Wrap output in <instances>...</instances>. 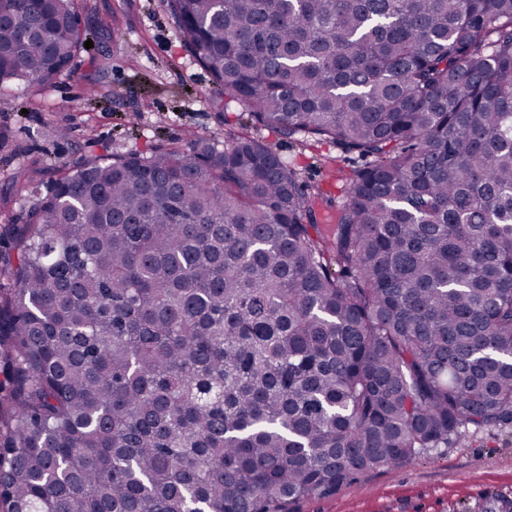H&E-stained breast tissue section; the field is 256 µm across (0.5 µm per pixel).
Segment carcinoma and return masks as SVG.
Masks as SVG:
<instances>
[{
  "instance_id": "carcinoma-1",
  "label": "carcinoma",
  "mask_w": 512,
  "mask_h": 512,
  "mask_svg": "<svg viewBox=\"0 0 512 512\" xmlns=\"http://www.w3.org/2000/svg\"><path fill=\"white\" fill-rule=\"evenodd\" d=\"M224 147L57 161L0 225L3 512H297L512 427V0H167ZM82 0H0V90ZM366 160L333 201L248 132Z\"/></svg>"
}]
</instances>
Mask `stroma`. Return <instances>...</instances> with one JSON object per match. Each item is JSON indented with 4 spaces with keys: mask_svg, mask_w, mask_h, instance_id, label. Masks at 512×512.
I'll return each mask as SVG.
<instances>
[{
    "mask_svg": "<svg viewBox=\"0 0 512 512\" xmlns=\"http://www.w3.org/2000/svg\"><path fill=\"white\" fill-rule=\"evenodd\" d=\"M81 17L97 34L95 49L111 56L106 68L81 53L73 61L77 78L0 96V219L18 213L12 178L19 169H40L48 184L60 157L75 166L93 154L185 145L193 135L220 141L245 119L241 105L210 96V77L185 50L165 0H85ZM57 124L67 128L66 139L49 135ZM254 132L292 161L308 185L346 201L356 155L260 126ZM503 499L512 500V429L359 476L332 495L303 500L299 510L481 512Z\"/></svg>",
    "mask_w": 512,
    "mask_h": 512,
    "instance_id": "obj_1",
    "label": "stroma"
}]
</instances>
